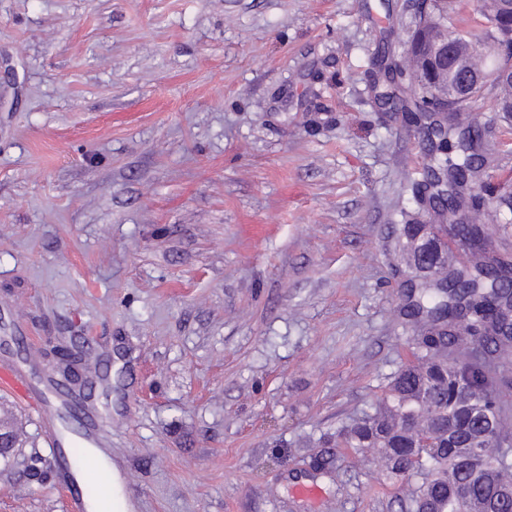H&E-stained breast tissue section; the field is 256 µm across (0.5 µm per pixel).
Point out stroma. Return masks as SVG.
<instances>
[{
    "label": "stroma",
    "mask_w": 512,
    "mask_h": 512,
    "mask_svg": "<svg viewBox=\"0 0 512 512\" xmlns=\"http://www.w3.org/2000/svg\"><path fill=\"white\" fill-rule=\"evenodd\" d=\"M413 0H0V365L97 356V446L134 512H400L324 434L410 357L391 266L422 161L380 110V32ZM483 182L512 120L474 111ZM0 512H68L38 412ZM301 485L317 497H300Z\"/></svg>",
    "instance_id": "obj_1"
}]
</instances>
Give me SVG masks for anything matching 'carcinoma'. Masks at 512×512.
I'll return each instance as SVG.
<instances>
[{"mask_svg": "<svg viewBox=\"0 0 512 512\" xmlns=\"http://www.w3.org/2000/svg\"><path fill=\"white\" fill-rule=\"evenodd\" d=\"M484 45L512 44V10L489 0ZM435 21L414 27L407 55L426 52L431 33L452 19L455 0H437ZM473 71L465 52L448 61V117L430 121L422 166L408 181L412 195L448 191L433 237L450 239L443 254L431 241L407 264L421 272L410 288L407 342L413 360L392 377L386 395L346 429L336 447L352 448L371 475L400 482L405 512H512V416L504 392L512 381V265L492 247L497 208L471 193L484 170L485 132L469 120L473 104L497 93L512 108V81L483 77L468 97L454 96Z\"/></svg>", "mask_w": 512, "mask_h": 512, "instance_id": "1", "label": "carcinoma"}]
</instances>
